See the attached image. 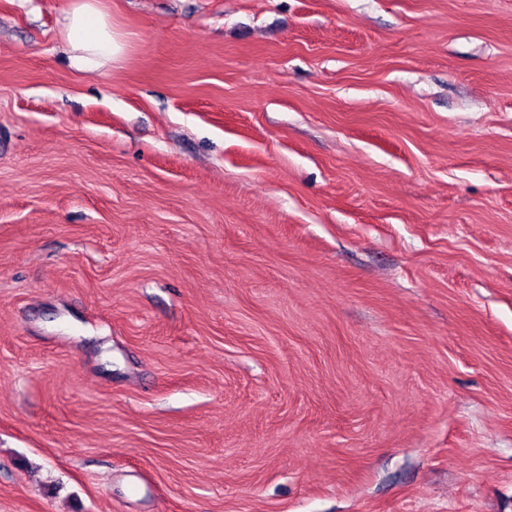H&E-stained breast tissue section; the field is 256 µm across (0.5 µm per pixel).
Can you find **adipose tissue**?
Returning <instances> with one entry per match:
<instances>
[{
    "mask_svg": "<svg viewBox=\"0 0 512 512\" xmlns=\"http://www.w3.org/2000/svg\"><path fill=\"white\" fill-rule=\"evenodd\" d=\"M63 27L76 69L97 72L121 63L128 52L127 35L113 21L103 0H76L63 18Z\"/></svg>",
    "mask_w": 512,
    "mask_h": 512,
    "instance_id": "1",
    "label": "adipose tissue"
}]
</instances>
